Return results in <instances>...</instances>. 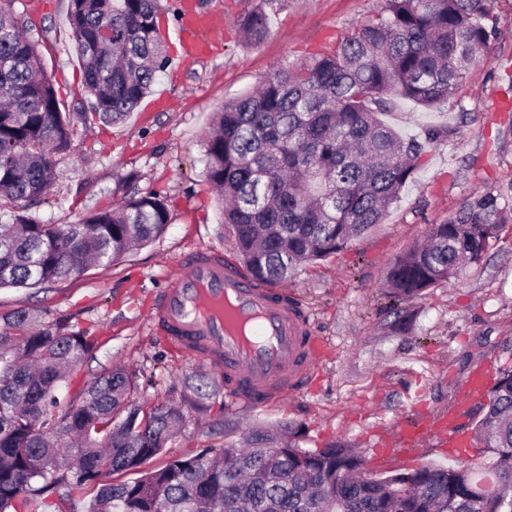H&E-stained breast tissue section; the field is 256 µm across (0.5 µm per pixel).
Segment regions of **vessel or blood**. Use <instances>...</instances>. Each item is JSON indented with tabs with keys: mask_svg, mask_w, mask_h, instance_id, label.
Segmentation results:
<instances>
[{
	"mask_svg": "<svg viewBox=\"0 0 512 512\" xmlns=\"http://www.w3.org/2000/svg\"><path fill=\"white\" fill-rule=\"evenodd\" d=\"M181 56L209 53L205 32H218L197 0H176ZM153 319L174 345L198 361L224 369L229 393L248 408L270 407L302 391L316 367L317 340L287 290L258 282L232 258L198 251L183 258L155 303ZM476 371L460 403L446 411L401 421L391 445L411 455L433 437L452 448L471 446L458 430L465 408L484 389Z\"/></svg>",
	"mask_w": 512,
	"mask_h": 512,
	"instance_id": "vessel-or-blood-1",
	"label": "vessel or blood"
}]
</instances>
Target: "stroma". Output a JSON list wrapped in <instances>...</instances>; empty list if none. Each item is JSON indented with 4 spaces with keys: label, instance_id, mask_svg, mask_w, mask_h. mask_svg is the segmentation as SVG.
<instances>
[{
    "label": "stroma",
    "instance_id": "1",
    "mask_svg": "<svg viewBox=\"0 0 512 512\" xmlns=\"http://www.w3.org/2000/svg\"><path fill=\"white\" fill-rule=\"evenodd\" d=\"M16 0L25 31L38 45L43 67L64 112H87L92 97L72 41L69 0ZM224 25V46L212 55L178 63L173 23L162 26L170 61L155 95L170 105L158 112L137 107L121 123L79 131L73 148L58 157L60 179L35 212L49 224H74L89 210L130 192L166 194L170 222L155 242L111 266H97L52 289H0V318L27 310L38 325L67 319L98 347L78 365L60 396L72 397L112 366L135 378L137 402L154 405L180 396L181 380L196 374L223 382V368L177 352L151 318L180 259L201 249L232 253L216 192L205 176L204 143L213 112L257 88L275 69L332 53L365 24L382 0H288L273 15L260 43L244 44L239 21L257 0H200ZM500 37L448 103L424 109L397 100L384 116L404 136L441 135L427 144L421 167L382 224L341 252L301 267L287 289L307 314L321 343L318 365L305 393L274 407L244 408L219 391L204 410L189 409L181 437L151 460L220 450L248 429L290 423L300 445L336 442L357 448L381 477L425 463H465L484 471L489 454L458 460L431 440L411 456L384 459L381 437L401 419L455 404L476 370L495 381L512 364V224L490 249L484 268L455 285L432 288L413 300L408 332L394 333L392 301L383 282L394 258L426 240L432 226L493 187L512 185V139L496 142L497 125L512 111V0H491Z\"/></svg>",
    "mask_w": 512,
    "mask_h": 512
}]
</instances>
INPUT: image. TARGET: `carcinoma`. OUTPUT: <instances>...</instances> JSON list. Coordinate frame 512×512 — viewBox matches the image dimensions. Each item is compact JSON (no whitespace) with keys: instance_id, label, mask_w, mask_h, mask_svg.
I'll use <instances>...</instances> for the list:
<instances>
[{"instance_id":"1","label":"carcinoma","mask_w":512,"mask_h":512,"mask_svg":"<svg viewBox=\"0 0 512 512\" xmlns=\"http://www.w3.org/2000/svg\"><path fill=\"white\" fill-rule=\"evenodd\" d=\"M490 0H383L378 14L336 51L276 69L224 104L204 144L205 176L224 200V223L245 268L283 284L347 249L377 225L421 166L424 145L381 118L396 94L424 108L447 101L479 54L499 38ZM15 0H0V288H49L90 266H110L158 240L170 222L166 197L130 193L76 224H48L30 209L58 180L54 155L78 127L126 119L169 62L159 35L161 0H70L69 21L93 96L91 112H61L37 43ZM261 0L241 18L257 44L269 12ZM512 223V187L490 189L439 224L429 241L397 256L385 276L399 303L453 285L483 266ZM97 343L68 323L33 327L24 312L0 329V512H512V366L499 371L472 439L492 454L488 476L422 464L364 477L353 448L299 446L288 424L254 428L218 453L205 449L143 465L181 435L187 407L204 408L218 387L187 377L177 400L144 409L138 385L117 367L72 399L58 390ZM141 472L133 481H109Z\"/></svg>"}]
</instances>
